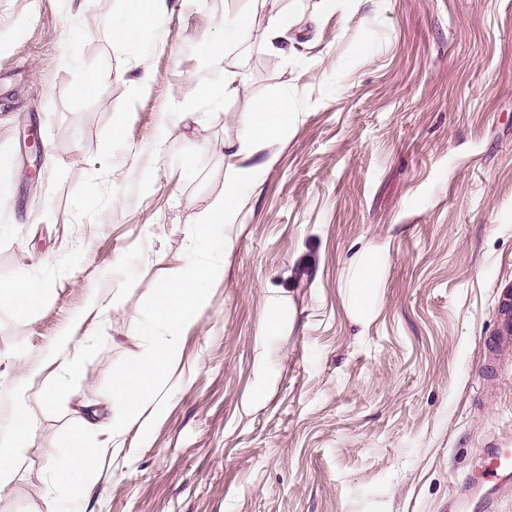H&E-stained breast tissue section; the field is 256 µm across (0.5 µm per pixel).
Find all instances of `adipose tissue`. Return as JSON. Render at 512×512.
Here are the masks:
<instances>
[{"label":"adipose tissue","mask_w":512,"mask_h":512,"mask_svg":"<svg viewBox=\"0 0 512 512\" xmlns=\"http://www.w3.org/2000/svg\"><path fill=\"white\" fill-rule=\"evenodd\" d=\"M169 9L168 0H134L132 7L116 23L114 33L121 38L136 30L152 28ZM293 117L284 99L261 105L244 101L239 114L241 134L224 144L229 158L224 174V193L196 224L199 239L209 240L214 226L231 228L240 224L242 188L253 181L258 171L251 159L278 134L286 131ZM223 273V265L192 259L178 277L155 288L152 318L165 329L166 337L145 350L130 367L116 372L117 387L112 392V402L124 409L125 417L113 421V429L121 430L138 422L143 403L158 396L160 382L175 355V345L201 306L202 286L219 280ZM381 279V260L377 255L364 253L356 257L349 285V304L356 316L364 318L370 314ZM77 345L76 336H64L47 355L46 363L52 368L51 374L44 377L37 371L30 373L27 387L15 393L12 400L15 423L8 432L0 434V494L12 488L28 463L36 404L53 400L62 383L77 374ZM96 428L93 417H84L78 449L68 466L60 468L55 462H48L47 467L58 486L70 488L74 473L89 475L97 469L102 449L90 442Z\"/></svg>","instance_id":"adipose-tissue-1"}]
</instances>
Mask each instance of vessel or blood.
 I'll return each mask as SVG.
<instances>
[{
    "label": "vessel or blood",
    "instance_id": "b4317fda",
    "mask_svg": "<svg viewBox=\"0 0 512 512\" xmlns=\"http://www.w3.org/2000/svg\"><path fill=\"white\" fill-rule=\"evenodd\" d=\"M495 316L488 359L491 366L506 367L512 374V290L503 289ZM471 500L479 512H501L502 504L512 501V444L508 441L493 438L479 450L470 473L449 498L448 512H461Z\"/></svg>",
    "mask_w": 512,
    "mask_h": 512
}]
</instances>
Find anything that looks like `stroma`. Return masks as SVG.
<instances>
[{
    "mask_svg": "<svg viewBox=\"0 0 512 512\" xmlns=\"http://www.w3.org/2000/svg\"><path fill=\"white\" fill-rule=\"evenodd\" d=\"M126 7L0 0V286L48 290L29 317L0 306V430L52 339L81 338L0 512L64 499L47 460L65 463L86 408L111 421L114 369L162 334L153 290L193 257L224 276L152 422L98 433L109 453L74 512H446L477 450L512 436V384L483 367L512 286V0H269L219 64L202 46L225 40L235 0H173L119 42ZM282 8L294 53L261 37ZM228 71L245 99H287L294 118L253 158L263 170L226 255L193 224L241 132L240 102L219 95ZM91 73L98 89L82 93ZM366 250L384 269L360 321L348 280ZM111 287L120 300L86 317Z\"/></svg>",
    "mask_w": 512,
    "mask_h": 512,
    "instance_id": "35a3bbf8",
    "label": "stroma"
}]
</instances>
